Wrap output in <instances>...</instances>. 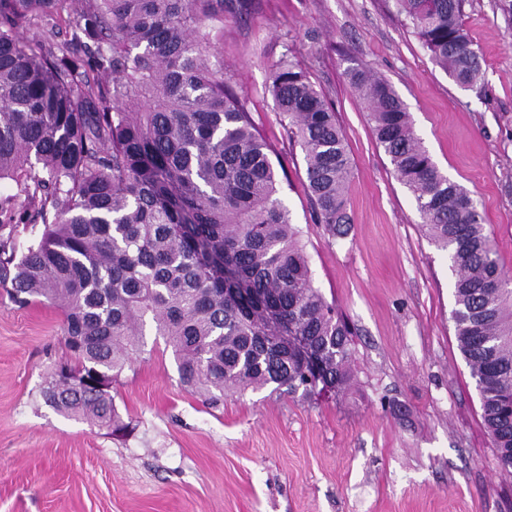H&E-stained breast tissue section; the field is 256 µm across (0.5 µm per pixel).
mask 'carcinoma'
<instances>
[{
    "mask_svg": "<svg viewBox=\"0 0 512 512\" xmlns=\"http://www.w3.org/2000/svg\"><path fill=\"white\" fill-rule=\"evenodd\" d=\"M466 0H395L432 60L464 89L482 60L462 23ZM249 0H0V182L15 184L40 226L26 242L0 224V286L59 308L70 359L41 384L58 414L120 430L112 381L144 346L145 326L174 349L185 386L270 384L308 401L301 336L332 396L352 379V333L314 286L279 198L272 148L224 81L214 50L224 11ZM77 19L70 37L55 29ZM49 25L33 49L19 32ZM373 132L412 193L454 275L458 347L481 398L499 475L512 479V276L496 258L476 200L448 179L392 86L348 73ZM265 92L300 148L316 221L349 223L350 159L332 102L290 58Z\"/></svg>",
    "mask_w": 512,
    "mask_h": 512,
    "instance_id": "cac0c4a2",
    "label": "carcinoma"
}]
</instances>
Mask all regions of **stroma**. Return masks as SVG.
<instances>
[{
  "label": "stroma",
  "instance_id": "obj_1",
  "mask_svg": "<svg viewBox=\"0 0 512 512\" xmlns=\"http://www.w3.org/2000/svg\"><path fill=\"white\" fill-rule=\"evenodd\" d=\"M512 0H466L484 61L460 88L432 60L394 0H253L224 15V78L284 167L281 199L314 285L355 332L354 381L311 403L272 387L191 393L172 348L145 336L112 385L127 429L63 417L40 395L65 356L58 308L0 287V512H512L451 320L448 256L377 143L347 73L370 68L405 103L448 178L480 203L512 271ZM290 56L334 103L352 165L346 235L310 209L300 148L265 91Z\"/></svg>",
  "mask_w": 512,
  "mask_h": 512
}]
</instances>
